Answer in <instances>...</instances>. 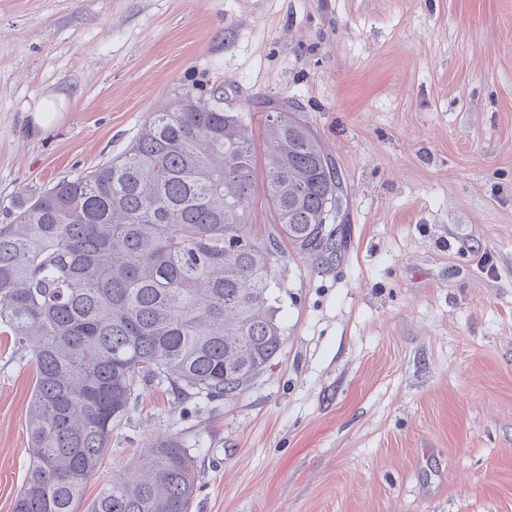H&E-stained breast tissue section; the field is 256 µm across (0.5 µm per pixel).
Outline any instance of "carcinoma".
I'll return each instance as SVG.
<instances>
[{"mask_svg": "<svg viewBox=\"0 0 512 512\" xmlns=\"http://www.w3.org/2000/svg\"><path fill=\"white\" fill-rule=\"evenodd\" d=\"M263 184L275 224L249 214L247 118L190 91L149 113L126 148L21 199L0 224V324L34 366L29 465L13 512H188L196 456L144 448L89 504L83 491L139 391L235 400L278 355L274 268L336 252L323 217L343 182L295 112L268 120Z\"/></svg>", "mask_w": 512, "mask_h": 512, "instance_id": "cac0c4a2", "label": "carcinoma"}]
</instances>
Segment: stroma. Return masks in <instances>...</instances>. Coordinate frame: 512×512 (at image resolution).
Returning a JSON list of instances; mask_svg holds the SVG:
<instances>
[{"label": "stroma", "mask_w": 512, "mask_h": 512, "mask_svg": "<svg viewBox=\"0 0 512 512\" xmlns=\"http://www.w3.org/2000/svg\"><path fill=\"white\" fill-rule=\"evenodd\" d=\"M186 90L246 115L261 169L296 108L343 233L278 266L284 343L243 394L145 388L86 499L173 437L190 512H512V0H0V224ZM33 375L0 326V512Z\"/></svg>", "instance_id": "1"}]
</instances>
